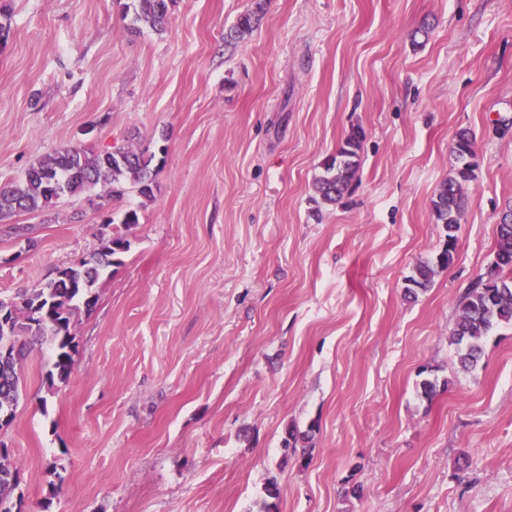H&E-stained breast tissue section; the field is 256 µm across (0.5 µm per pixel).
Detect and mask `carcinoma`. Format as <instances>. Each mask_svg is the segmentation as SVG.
<instances>
[{
	"mask_svg": "<svg viewBox=\"0 0 512 512\" xmlns=\"http://www.w3.org/2000/svg\"><path fill=\"white\" fill-rule=\"evenodd\" d=\"M176 0H126L123 15L129 18L127 30L141 34L149 28L159 33ZM263 15V0L240 15L225 34V41L244 38ZM364 132L354 128L323 163L324 173L312 187L316 204H334L349 189L357 175ZM475 137L468 129L459 130L451 144L455 160L453 174L436 189L431 216L442 225L445 239L431 259L418 263L406 277L409 295L425 291L433 284L438 270L452 266L457 258V231L465 210L464 186L474 179ZM147 148L126 145L119 151L63 147L34 159L17 179L0 183V224L17 213L48 216L66 200L91 198L95 189L104 188L114 197L135 192L153 196V161ZM128 243L120 236L105 240L101 248L73 266L59 268L55 275L35 288L0 297V415L15 419L21 396V363L37 346L45 343L52 350L53 370L46 382L64 381L71 373L76 353L72 326L78 314L91 311L97 303L95 286L104 271L118 263L116 255ZM458 311L450 342L465 371L474 369L484 351L488 336L498 327L512 326V205L502 210L497 224L494 259L485 275L459 297ZM20 485V468L11 454H0V512H13V494Z\"/></svg>",
	"mask_w": 512,
	"mask_h": 512,
	"instance_id": "cac0c4a2",
	"label": "carcinoma"
}]
</instances>
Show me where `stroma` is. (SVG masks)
Segmentation results:
<instances>
[{
	"label": "stroma",
	"mask_w": 512,
	"mask_h": 512,
	"mask_svg": "<svg viewBox=\"0 0 512 512\" xmlns=\"http://www.w3.org/2000/svg\"><path fill=\"white\" fill-rule=\"evenodd\" d=\"M250 5L176 0L133 37L116 0H0V181L62 146L159 161L152 198L0 224L4 296L129 242L72 326L68 381L47 385L46 347L22 367L0 429L22 512H512V326L470 374L449 340L512 203V0H265L225 46ZM357 126V179L316 206ZM463 128L458 257L414 299ZM292 426L306 452L285 454ZM263 2L262 0H256L252 10L245 12L237 18L235 24L225 34V42L243 39L245 35L252 31L254 25L263 15Z\"/></svg>",
	"instance_id": "obj_1"
}]
</instances>
